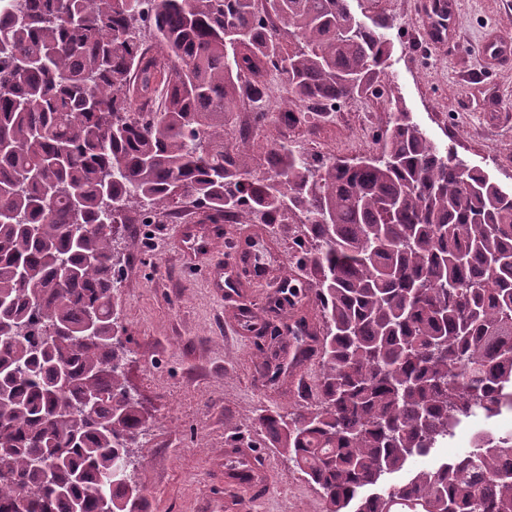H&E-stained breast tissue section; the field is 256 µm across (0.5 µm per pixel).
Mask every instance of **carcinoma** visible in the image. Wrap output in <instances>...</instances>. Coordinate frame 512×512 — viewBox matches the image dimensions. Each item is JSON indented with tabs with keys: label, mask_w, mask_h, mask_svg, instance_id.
Listing matches in <instances>:
<instances>
[{
	"label": "carcinoma",
	"mask_w": 512,
	"mask_h": 512,
	"mask_svg": "<svg viewBox=\"0 0 512 512\" xmlns=\"http://www.w3.org/2000/svg\"><path fill=\"white\" fill-rule=\"evenodd\" d=\"M393 26L350 0H0V512H142L110 226L183 204L213 224L304 218L323 329L295 289L277 306L320 390L258 426L326 512H512L508 432L388 482L512 410V195L404 111L351 162L273 141L262 179L224 123L274 76L292 126L384 93ZM263 365L272 383L292 368Z\"/></svg>",
	"instance_id": "1"
}]
</instances>
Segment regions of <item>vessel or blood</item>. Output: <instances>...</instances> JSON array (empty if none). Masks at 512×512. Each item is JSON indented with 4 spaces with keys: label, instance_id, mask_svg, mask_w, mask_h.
<instances>
[{
    "label": "vessel or blood",
    "instance_id": "obj_1",
    "mask_svg": "<svg viewBox=\"0 0 512 512\" xmlns=\"http://www.w3.org/2000/svg\"><path fill=\"white\" fill-rule=\"evenodd\" d=\"M422 11L425 26L421 31L424 42L434 47H442L454 39L455 3L454 0H424ZM484 56L488 64L495 65L502 60L512 61V34L495 30L484 40ZM178 242L187 260H196L210 255L214 245L213 233L198 231L195 224L186 222L179 226ZM245 268L250 272L251 284L264 285L269 279L267 267L257 263L252 252L251 239L239 237L234 243L233 261L228 266H215L210 272L212 288L222 291L237 304L238 322L251 321L254 312L243 297L242 286L237 271ZM267 480L266 470L255 465L253 451L240 447L229 449L224 466V484L228 487H256Z\"/></svg>",
    "mask_w": 512,
    "mask_h": 512
}]
</instances>
